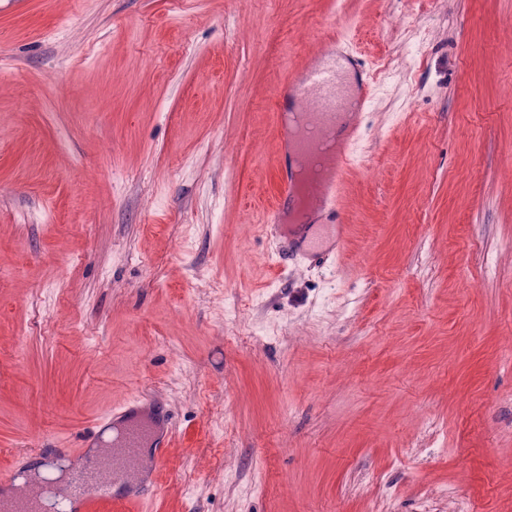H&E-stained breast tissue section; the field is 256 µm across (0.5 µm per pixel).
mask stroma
I'll return each mask as SVG.
<instances>
[{
  "instance_id": "stroma-1",
  "label": "stroma",
  "mask_w": 512,
  "mask_h": 512,
  "mask_svg": "<svg viewBox=\"0 0 512 512\" xmlns=\"http://www.w3.org/2000/svg\"><path fill=\"white\" fill-rule=\"evenodd\" d=\"M331 35L381 77L292 260L274 92ZM133 396L143 512H512V0L0 6V475ZM277 180L279 184L278 197L276 200L275 209L273 210V221L278 222L283 210L288 202V204L295 199V197L300 196L299 188L297 187L296 181L291 177L286 176L284 172L277 170Z\"/></svg>"
}]
</instances>
